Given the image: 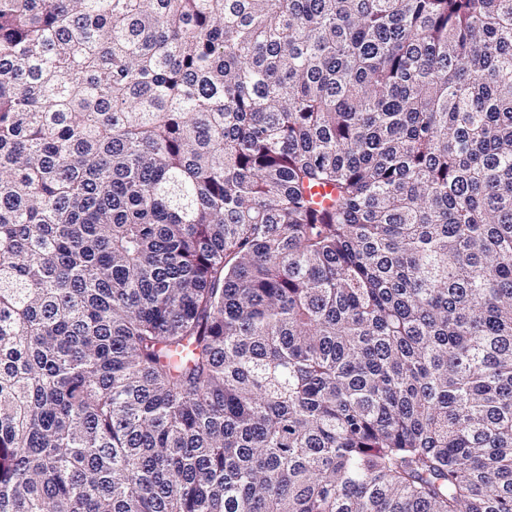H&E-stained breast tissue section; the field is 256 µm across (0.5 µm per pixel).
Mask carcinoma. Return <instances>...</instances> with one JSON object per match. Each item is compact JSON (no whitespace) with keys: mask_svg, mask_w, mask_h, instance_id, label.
<instances>
[{"mask_svg":"<svg viewBox=\"0 0 512 512\" xmlns=\"http://www.w3.org/2000/svg\"><path fill=\"white\" fill-rule=\"evenodd\" d=\"M0 512H512V0H0Z\"/></svg>","mask_w":512,"mask_h":512,"instance_id":"cac0c4a2","label":"carcinoma"}]
</instances>
